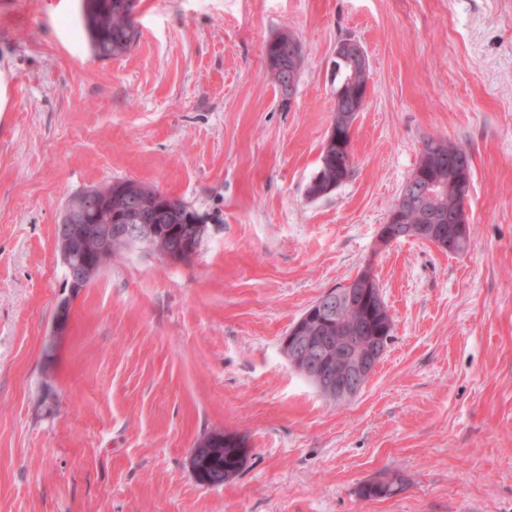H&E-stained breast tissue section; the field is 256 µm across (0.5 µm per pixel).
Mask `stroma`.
<instances>
[{"mask_svg":"<svg viewBox=\"0 0 512 512\" xmlns=\"http://www.w3.org/2000/svg\"><path fill=\"white\" fill-rule=\"evenodd\" d=\"M80 9L0 0V512H512V0H139L104 61ZM284 31L288 94L265 59ZM348 36L370 63L354 169L311 199ZM439 136L472 155L468 251L379 246ZM124 179L208 232L189 262L134 248L70 296L63 207ZM368 264L392 337L336 403L282 340ZM211 433L249 453L219 488L188 465ZM299 46V41L294 35L281 32L267 43L265 48L266 54L272 59V64L268 66L269 77L285 92L297 77L299 61L294 56Z\"/></svg>","mask_w":512,"mask_h":512,"instance_id":"35a3bbf8","label":"stroma"}]
</instances>
